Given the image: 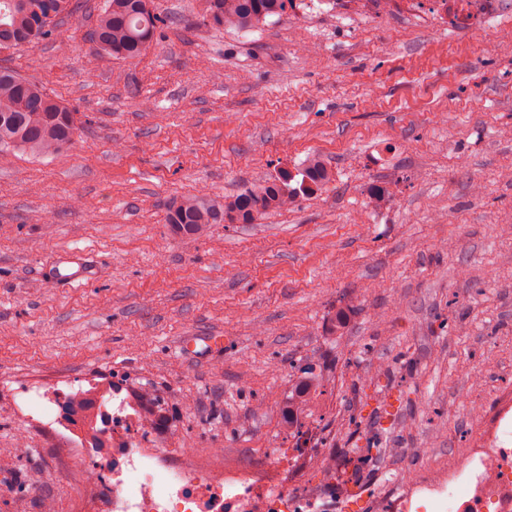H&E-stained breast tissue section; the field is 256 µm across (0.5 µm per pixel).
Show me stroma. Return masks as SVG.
<instances>
[{"label":"stroma","mask_w":512,"mask_h":512,"mask_svg":"<svg viewBox=\"0 0 512 512\" xmlns=\"http://www.w3.org/2000/svg\"><path fill=\"white\" fill-rule=\"evenodd\" d=\"M103 0L0 52L76 112L56 155L0 160V512H74L65 440L17 412L27 386L153 387V437L237 470L271 453L317 468L369 449L387 512L412 473L461 466L512 394V50L429 9L295 0L254 30L202 24L200 0H153L160 38L98 54ZM332 181L253 224L178 238L168 205L295 172ZM99 277L59 288L73 252ZM188 336H220L190 357ZM322 376L282 425L299 377ZM302 186L307 190H314L326 185L331 178V170L321 155L312 153L307 156L301 171Z\"/></svg>","instance_id":"stroma-1"}]
</instances>
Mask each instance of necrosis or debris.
Returning <instances> with one entry per match:
<instances>
[{
  "label": "necrosis or debris",
  "mask_w": 512,
  "mask_h": 512,
  "mask_svg": "<svg viewBox=\"0 0 512 512\" xmlns=\"http://www.w3.org/2000/svg\"><path fill=\"white\" fill-rule=\"evenodd\" d=\"M504 0H429L433 12L449 24L466 23L485 32ZM81 392L31 389L23 408L43 427L57 431L72 445L99 447L109 464L84 470L90 494L86 512H336L335 497L318 498L311 486H336V462L327 459L315 472L301 462H274L271 467L232 473L193 470L176 453L159 451L145 434L141 407L120 394L97 397L92 417L96 432L67 421L63 406L78 405ZM512 396L501 399L491 419L475 436L466 464L432 483L412 482L398 498V512H412L416 498L448 505V512H512Z\"/></svg>",
  "instance_id": "4bbe7bcc"
}]
</instances>
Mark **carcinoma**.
Masks as SVG:
<instances>
[{
	"instance_id": "carcinoma-1",
	"label": "carcinoma",
	"mask_w": 512,
	"mask_h": 512,
	"mask_svg": "<svg viewBox=\"0 0 512 512\" xmlns=\"http://www.w3.org/2000/svg\"><path fill=\"white\" fill-rule=\"evenodd\" d=\"M202 20L239 30H252L292 7L293 0H203ZM76 0H0V50L19 47L53 34L54 21L72 13ZM159 17L149 0H105L92 32L96 50L115 60L138 57L155 41ZM79 133L77 114L46 88L14 70L0 66V157L16 152L51 155L74 143ZM331 170L321 155L307 156L302 186L307 190L326 185ZM291 174L256 183L229 197L190 196L172 204L166 224L172 234L197 237L212 224H251L261 216L292 205L297 199ZM321 386L316 374L298 382L288 404L287 430L298 427L297 415ZM143 410L155 421L165 408L155 390L136 393Z\"/></svg>"
}]
</instances>
